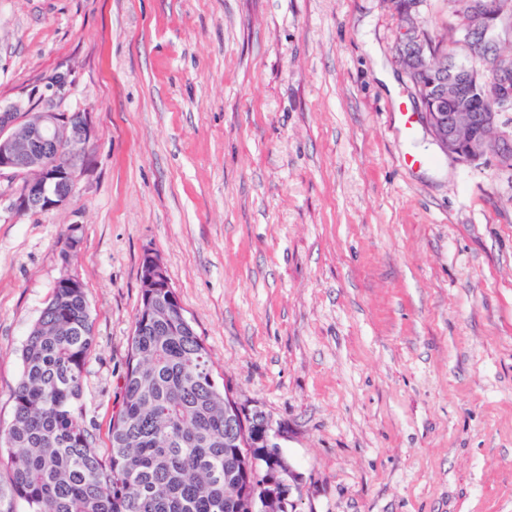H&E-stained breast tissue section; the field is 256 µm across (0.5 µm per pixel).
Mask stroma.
Returning <instances> with one entry per match:
<instances>
[{
  "mask_svg": "<svg viewBox=\"0 0 512 512\" xmlns=\"http://www.w3.org/2000/svg\"><path fill=\"white\" fill-rule=\"evenodd\" d=\"M398 27L391 0H0V108L95 129L66 207L0 176V423L69 274L108 448L151 248L216 381L282 424L292 512H512V170L441 150Z\"/></svg>",
  "mask_w": 512,
  "mask_h": 512,
  "instance_id": "obj_1",
  "label": "stroma"
}]
</instances>
